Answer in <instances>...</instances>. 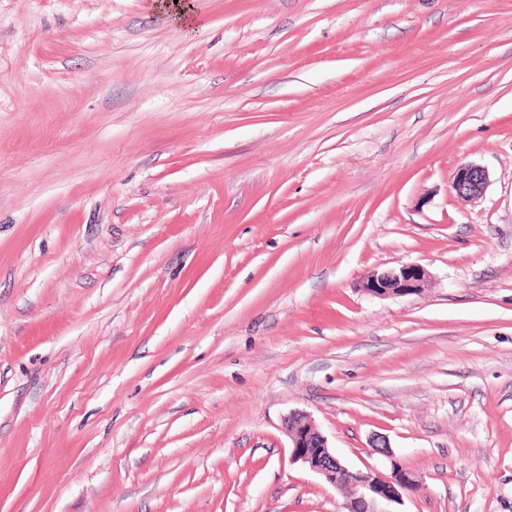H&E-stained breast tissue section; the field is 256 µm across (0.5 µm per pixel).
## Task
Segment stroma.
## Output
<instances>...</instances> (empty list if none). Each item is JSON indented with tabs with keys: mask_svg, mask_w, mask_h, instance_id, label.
Wrapping results in <instances>:
<instances>
[{
	"mask_svg": "<svg viewBox=\"0 0 512 512\" xmlns=\"http://www.w3.org/2000/svg\"><path fill=\"white\" fill-rule=\"evenodd\" d=\"M155 3L0 0V512H512V0ZM488 178L483 167L471 162L461 163L453 173L451 187L457 197L472 201L483 194ZM429 271L421 264L374 269L363 275L360 288L375 297L406 296L420 293L428 284ZM286 430L291 439V461L300 463L337 489L353 487L342 512H396L387 510L399 503L404 492H413L419 485L402 468L392 467L389 474L367 468L352 469L336 456L328 439L303 412L290 414Z\"/></svg>",
	"mask_w": 512,
	"mask_h": 512,
	"instance_id": "1",
	"label": "stroma"
}]
</instances>
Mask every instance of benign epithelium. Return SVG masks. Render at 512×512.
Wrapping results in <instances>:
<instances>
[{
  "label": "benign epithelium",
  "mask_w": 512,
  "mask_h": 512,
  "mask_svg": "<svg viewBox=\"0 0 512 512\" xmlns=\"http://www.w3.org/2000/svg\"><path fill=\"white\" fill-rule=\"evenodd\" d=\"M487 184V171L471 162L459 164L451 181L456 196L469 201L479 198ZM429 278L430 273L423 265L410 263L371 270L363 275L360 288L380 298L414 295L427 286ZM286 430L291 439L292 462L308 468L337 489L353 487V493L344 503V512H389L387 505L400 502L403 493L418 488L416 481L399 467L384 474L371 468L346 466L329 446L328 439L302 412L290 414Z\"/></svg>",
  "instance_id": "benign-epithelium-1"
}]
</instances>
